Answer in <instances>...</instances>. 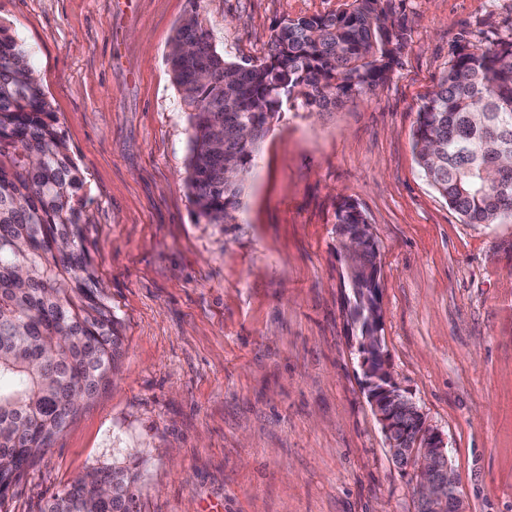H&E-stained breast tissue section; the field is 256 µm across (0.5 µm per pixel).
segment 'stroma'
<instances>
[{"mask_svg": "<svg viewBox=\"0 0 512 512\" xmlns=\"http://www.w3.org/2000/svg\"><path fill=\"white\" fill-rule=\"evenodd\" d=\"M347 2L0 0L86 178L91 254L125 336L111 385L28 468L9 512H40L132 454L139 512H417L344 307L345 199L379 243L394 382L447 440L467 512H512V222L464 223L412 139L453 47L512 34V0H393L409 38L382 87L283 110L237 223L198 220L188 196L168 61L185 14L226 59L259 61L276 23Z\"/></svg>", "mask_w": 512, "mask_h": 512, "instance_id": "35a3bbf8", "label": "stroma"}]
</instances>
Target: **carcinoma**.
<instances>
[{
	"label": "carcinoma",
	"instance_id": "cac0c4a2",
	"mask_svg": "<svg viewBox=\"0 0 512 512\" xmlns=\"http://www.w3.org/2000/svg\"><path fill=\"white\" fill-rule=\"evenodd\" d=\"M408 43L391 0H350L328 15L287 18L267 56L234 62L202 21L180 25L169 60L187 114V187L197 218L237 223L261 140L283 105L336 108L383 85ZM417 164L466 224L512 219V35L458 44L418 110ZM236 174L224 176V160ZM86 179L59 119L14 37L0 27V512L28 467L81 406L112 382L122 324L89 251ZM345 199L336 235L367 234ZM378 244L345 258L347 308L358 335L378 287ZM135 463L100 467L46 501L42 512H138Z\"/></svg>",
	"mask_w": 512,
	"mask_h": 512
}]
</instances>
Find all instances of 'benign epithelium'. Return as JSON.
Instances as JSON below:
<instances>
[{"label": "benign epithelium", "mask_w": 512, "mask_h": 512, "mask_svg": "<svg viewBox=\"0 0 512 512\" xmlns=\"http://www.w3.org/2000/svg\"><path fill=\"white\" fill-rule=\"evenodd\" d=\"M374 340L373 336L359 339V365L390 456L407 463L418 500L431 512H466L459 494L449 500V490L456 488V481L448 461L447 441L394 384L384 353L374 346Z\"/></svg>", "instance_id": "7a95c632"}]
</instances>
